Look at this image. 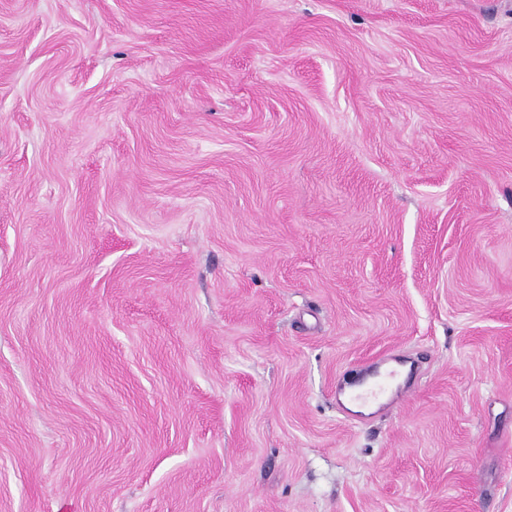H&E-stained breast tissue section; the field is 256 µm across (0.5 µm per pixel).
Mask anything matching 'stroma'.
I'll list each match as a JSON object with an SVG mask.
<instances>
[{"label": "stroma", "mask_w": 512, "mask_h": 512, "mask_svg": "<svg viewBox=\"0 0 512 512\" xmlns=\"http://www.w3.org/2000/svg\"><path fill=\"white\" fill-rule=\"evenodd\" d=\"M0 512H512V0H0Z\"/></svg>", "instance_id": "1"}]
</instances>
